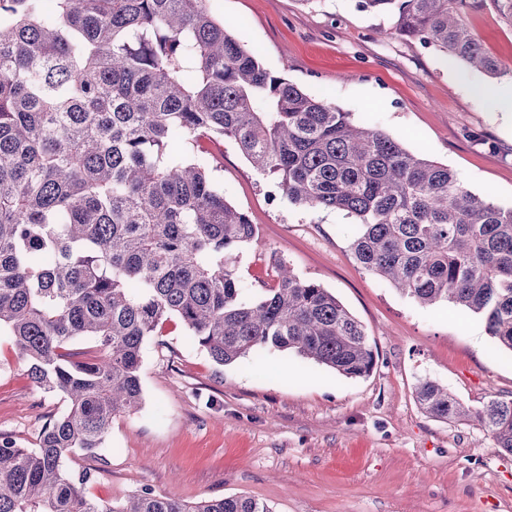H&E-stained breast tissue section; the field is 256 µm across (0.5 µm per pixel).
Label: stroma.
<instances>
[{"mask_svg": "<svg viewBox=\"0 0 512 512\" xmlns=\"http://www.w3.org/2000/svg\"><path fill=\"white\" fill-rule=\"evenodd\" d=\"M213 12L265 68L355 121L448 165L473 193L512 205V112L479 96L512 97V29L482 6L465 22L507 74L491 78L434 48L387 36L388 18L356 0H211ZM217 186L256 225L260 245L238 278L252 294L275 259L327 288L361 322L376 354L369 376L347 378L294 353L262 349L219 365L174 318L146 344L140 410L113 419L104 459L69 456L111 502L149 489L185 502L245 496L272 512H512V455L478 419L512 399V354L478 315L444 301L422 306L362 269L343 213L275 195L235 142H207ZM438 380L469 410L442 421L415 399ZM13 345L0 339V434L33 447L61 415Z\"/></svg>", "mask_w": 512, "mask_h": 512, "instance_id": "1", "label": "stroma"}]
</instances>
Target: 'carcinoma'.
<instances>
[{"label": "carcinoma", "mask_w": 512, "mask_h": 512, "mask_svg": "<svg viewBox=\"0 0 512 512\" xmlns=\"http://www.w3.org/2000/svg\"><path fill=\"white\" fill-rule=\"evenodd\" d=\"M0 0V336L68 408L35 448L0 435V512H271L248 497L186 503L145 489L124 503L87 492L64 465L100 456L112 420L143 402V353L174 316L219 365L288 351L347 378L370 375L363 325L321 285L276 262L250 297L236 274L256 225L214 184L204 138L232 139L289 203L343 213L358 265L421 305L481 315L512 353V206L448 166L269 72L210 0ZM468 67L502 74L463 12L512 0H357ZM89 339L95 355L69 346ZM420 407L467 410L431 379ZM479 419L512 454V399Z\"/></svg>", "instance_id": "cac0c4a2"}]
</instances>
